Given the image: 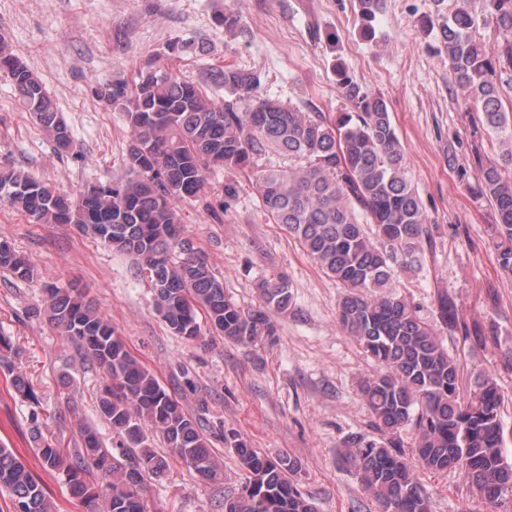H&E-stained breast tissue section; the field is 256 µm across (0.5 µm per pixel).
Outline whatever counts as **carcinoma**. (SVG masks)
Returning <instances> with one entry per match:
<instances>
[{
    "instance_id": "cac0c4a2",
    "label": "carcinoma",
    "mask_w": 512,
    "mask_h": 512,
    "mask_svg": "<svg viewBox=\"0 0 512 512\" xmlns=\"http://www.w3.org/2000/svg\"><path fill=\"white\" fill-rule=\"evenodd\" d=\"M479 3L476 11L470 0H448V12L425 16L423 27L437 30L468 111L512 140V0ZM380 10L381 0H358L357 22L369 41ZM486 26L501 35L492 50L477 37ZM0 76L49 133L56 152L71 153V129L42 82L1 39ZM336 77L351 111L337 113L332 121L259 94L257 77L231 64L209 71L201 82L150 64L133 83L115 81L99 93L101 101L124 112L130 129L125 177L92 183L74 195L22 169L0 168V202L36 224H74L134 256L150 280L155 311L173 334L199 339L202 313L216 335L255 346L259 338L276 335L270 312L291 306L289 282L280 276L262 283L263 305L242 309L184 236L180 217L181 203L201 198L212 170L250 169L269 217L346 288L338 323L379 367L360 382L359 391L376 429L388 439L353 434L343 451L379 512H432L414 460L431 472L461 471L481 500L495 504L512 496L502 395L485 374L476 375L461 394L459 363L435 330L459 322L448 295H438L431 325L396 290L399 274L419 270L430 228L407 178L386 101L341 64ZM215 87L228 92L222 106L211 97ZM273 154L289 165L261 166ZM477 182L495 209L490 237L499 265L512 274V176L491 165L480 168ZM0 270L21 281L33 278L30 265L6 240H0ZM32 314L44 317L102 369L97 413L123 438L108 448L95 428L81 425V448L68 452L40 433V402L26 375L9 369L15 393L34 405L30 421L42 467L63 478L86 512H146L147 479L169 467L168 457L151 448L147 429L204 481L222 480L199 420L133 355L85 294L50 283ZM408 426L416 432L412 461L398 437ZM233 450L248 481L237 496L224 499V512H316L297 487L298 460L270 458L242 439L234 440ZM0 488L11 497L12 512H56L44 485L2 445Z\"/></svg>"
}]
</instances>
